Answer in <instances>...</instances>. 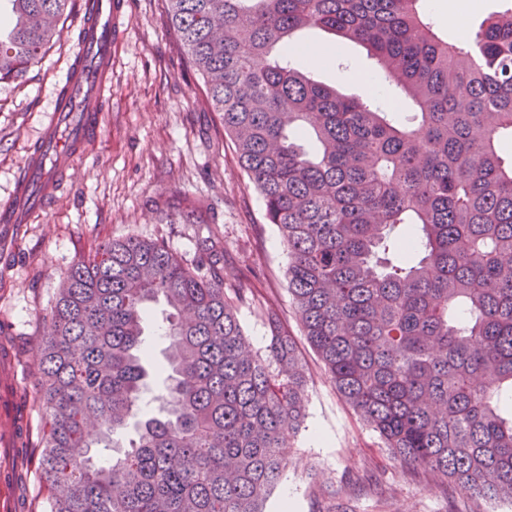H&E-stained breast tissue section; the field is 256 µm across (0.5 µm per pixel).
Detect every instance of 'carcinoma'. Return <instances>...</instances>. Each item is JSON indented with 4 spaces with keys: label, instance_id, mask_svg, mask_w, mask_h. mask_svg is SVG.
Segmentation results:
<instances>
[{
    "label": "carcinoma",
    "instance_id": "carcinoma-1",
    "mask_svg": "<svg viewBox=\"0 0 512 512\" xmlns=\"http://www.w3.org/2000/svg\"><path fill=\"white\" fill-rule=\"evenodd\" d=\"M9 2L0 82L42 62L70 0ZM168 3L288 246V291L336 390L395 457L512 503V3L458 41L422 0ZM307 27L367 47L415 124L292 67ZM250 299L207 245L192 267L135 237L73 264L37 339L48 512H264L307 375L285 333L252 350ZM160 300L154 365L143 336ZM152 373L169 381L162 419L142 407ZM166 315V305L161 301L152 307V320L145 329L144 340L154 351L155 360L161 362L164 359L165 348L168 344L164 329L160 326Z\"/></svg>",
    "mask_w": 512,
    "mask_h": 512
}]
</instances>
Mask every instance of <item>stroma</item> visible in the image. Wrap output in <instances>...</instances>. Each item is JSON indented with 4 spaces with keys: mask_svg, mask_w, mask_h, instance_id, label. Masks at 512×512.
I'll return each instance as SVG.
<instances>
[{
    "mask_svg": "<svg viewBox=\"0 0 512 512\" xmlns=\"http://www.w3.org/2000/svg\"><path fill=\"white\" fill-rule=\"evenodd\" d=\"M113 45L112 97L103 105L99 134L79 160L75 184L29 223L0 233V512H45L36 456L43 430L35 343L62 277L104 241L134 236L164 240L184 262L195 263L203 242L241 268L254 302L238 316L254 351L265 353L272 314L292 336L309 382L307 416L291 439L283 476L265 512H512L476 503L447 481L394 459L380 437L338 394L307 342L288 292V250L267 223L261 197L238 163L224 124L172 27L165 0H126ZM423 0L436 25L464 38L503 0ZM78 10L61 19V34L24 80L0 83V203L8 199L27 151L68 68L78 34ZM298 42L326 51L324 63L295 62L314 77L361 92L376 65L360 44L320 29ZM194 210V224H166L164 214Z\"/></svg>",
    "mask_w": 512,
    "mask_h": 512,
    "instance_id": "1",
    "label": "stroma"
}]
</instances>
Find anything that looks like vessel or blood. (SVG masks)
<instances>
[{"label":"vessel or blood","mask_w":512,"mask_h":512,"mask_svg":"<svg viewBox=\"0 0 512 512\" xmlns=\"http://www.w3.org/2000/svg\"><path fill=\"white\" fill-rule=\"evenodd\" d=\"M79 15L80 42L39 138L21 167L1 224H25L48 210L76 174L75 159L98 131L102 104L112 97V44L121 25L122 0H93Z\"/></svg>","instance_id":"b4317fda"}]
</instances>
